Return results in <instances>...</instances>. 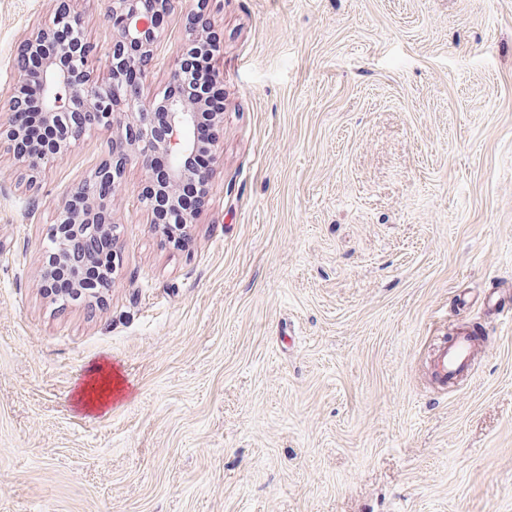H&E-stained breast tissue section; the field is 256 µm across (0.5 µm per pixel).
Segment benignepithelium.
<instances>
[{"label": "benign epithelium", "mask_w": 512, "mask_h": 512, "mask_svg": "<svg viewBox=\"0 0 512 512\" xmlns=\"http://www.w3.org/2000/svg\"><path fill=\"white\" fill-rule=\"evenodd\" d=\"M173 7L174 0H107L105 17L112 31L110 66L95 80L87 72L90 46L81 17L67 9V0H60L52 21L20 47L9 97L11 112L27 110L26 91L34 77L40 89L39 116L45 125L74 114V120L63 129L69 145L81 141L94 127L112 132V158L105 159L90 178L68 187L64 193V203L52 232L57 254L68 253L74 247L73 235L62 232V226L67 224L94 223L117 237V225L110 221L108 200L95 198L91 192L94 181L101 178L117 186L133 160L140 162L146 171L139 201L150 213L151 223L171 238L195 220L196 213L178 208L180 186L194 176L190 160L199 148L195 136L198 124L208 117L214 126L220 127L223 113L206 111L205 94L188 86L180 63L172 72L166 94L149 102L141 94L143 80L156 56L157 18L171 12ZM63 15L74 31V38L66 41L54 37ZM201 44L207 45L208 60H213L217 43L200 28L190 23L185 25L183 48ZM160 118L167 135L158 142L154 134ZM158 150L166 153L169 160L162 174L152 164ZM65 151L61 144L35 145L26 153L15 154L14 159L24 171L27 183L36 185ZM77 200L83 202L85 212L75 216L70 209Z\"/></svg>", "instance_id": "benign-epithelium-1"}]
</instances>
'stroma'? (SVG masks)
<instances>
[{
    "mask_svg": "<svg viewBox=\"0 0 512 512\" xmlns=\"http://www.w3.org/2000/svg\"><path fill=\"white\" fill-rule=\"evenodd\" d=\"M104 3H72L96 75ZM57 6L0 0L1 124ZM191 9L165 15L144 99ZM209 23L222 152L190 242L128 164L100 303L40 272L108 134L34 186L0 147V512H512V0H217ZM464 326L482 349L439 388L431 350ZM101 362L124 389L87 413Z\"/></svg>",
    "mask_w": 512,
    "mask_h": 512,
    "instance_id": "1",
    "label": "stroma"
}]
</instances>
